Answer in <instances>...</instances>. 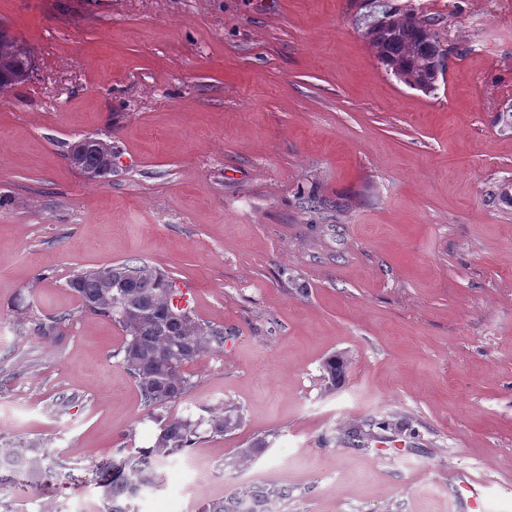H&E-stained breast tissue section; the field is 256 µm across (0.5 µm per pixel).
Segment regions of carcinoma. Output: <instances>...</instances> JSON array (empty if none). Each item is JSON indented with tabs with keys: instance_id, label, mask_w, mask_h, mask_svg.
Wrapping results in <instances>:
<instances>
[{
	"instance_id": "1",
	"label": "carcinoma",
	"mask_w": 512,
	"mask_h": 512,
	"mask_svg": "<svg viewBox=\"0 0 512 512\" xmlns=\"http://www.w3.org/2000/svg\"><path fill=\"white\" fill-rule=\"evenodd\" d=\"M369 38L378 60L397 80L414 88L435 89L443 69L433 71L434 58L444 59L441 37L434 24L414 13L388 15L369 26ZM33 69L31 51L26 42L0 30V93L9 91L29 78ZM80 161L73 167L95 181L112 173L108 160L112 144L100 139L80 142ZM67 286L77 297L78 306L50 316L37 314L32 307L18 311L17 325L22 332L41 340H56L65 335L79 316H102L110 319L123 333L121 364L135 379L144 408L153 413L182 401L193 388L187 368L224 350L227 337L224 326L199 319L188 307L175 302L181 296L173 278L136 260L72 275ZM243 423V414L233 406L209 407L196 417L169 415L160 420L154 442L134 456L116 451V457L98 465L96 484L107 503V512H134L132 501L139 487L156 489L161 476L156 462L185 452L192 447L198 430L214 436L231 432ZM399 434L407 422L365 419L346 429L336 443L344 448H363L372 439L381 438L373 427ZM17 458L27 461V472L0 474V485L9 482L22 491L33 489L58 475L61 483H76L82 478L64 467L50 473L45 469L47 449L30 441H15L0 434V460ZM286 486L232 492L202 509V512H270L267 505L288 497Z\"/></svg>"
}]
</instances>
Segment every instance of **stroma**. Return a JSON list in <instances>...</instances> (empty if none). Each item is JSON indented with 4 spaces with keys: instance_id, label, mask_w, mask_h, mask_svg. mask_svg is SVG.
<instances>
[{
    "instance_id": "obj_1",
    "label": "stroma",
    "mask_w": 512,
    "mask_h": 512,
    "mask_svg": "<svg viewBox=\"0 0 512 512\" xmlns=\"http://www.w3.org/2000/svg\"><path fill=\"white\" fill-rule=\"evenodd\" d=\"M0 0L30 79L0 95V433L80 475L0 512H106L93 482L157 430L96 316L62 340L16 328L19 296L70 310V277L135 259L194 290L223 326L182 415L221 403L243 425L158 463L135 512H201L288 486L273 512H512V0ZM434 19V92L387 73L365 35L387 13ZM96 135L112 173L67 159ZM346 360L330 386L325 361ZM393 445L337 447L367 418ZM275 442L256 460L239 449Z\"/></svg>"
}]
</instances>
